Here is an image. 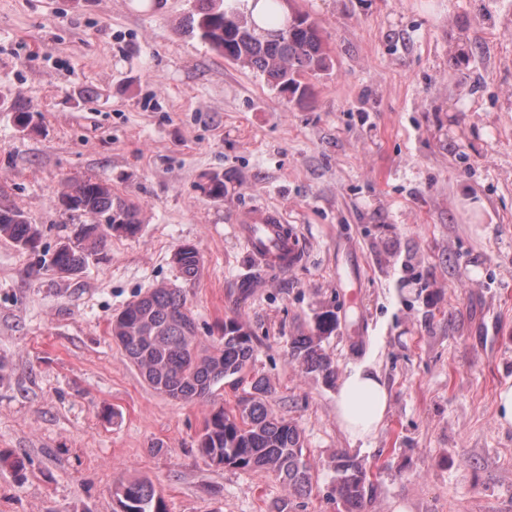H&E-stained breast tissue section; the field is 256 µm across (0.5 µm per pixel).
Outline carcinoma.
<instances>
[{"mask_svg": "<svg viewBox=\"0 0 512 512\" xmlns=\"http://www.w3.org/2000/svg\"><path fill=\"white\" fill-rule=\"evenodd\" d=\"M267 2L265 20L271 29H259L225 0H198L185 32L226 61L259 72L272 88L303 99L310 87L301 79L329 71L333 59L320 25L306 12L294 20L287 14L280 18L277 7L282 0ZM61 198L67 200V216L80 220L76 240L62 242L50 260L52 271L62 278L79 276L112 234L134 237L140 231V206L112 194L105 180L69 179ZM0 237L29 250L36 247L39 231L24 211L0 204ZM173 263L181 278L193 280L201 268L200 252L184 243L175 250ZM336 323V312L326 307L316 314L312 332L293 337L289 346L292 360L327 384L335 383L337 367L323 342ZM111 332L147 384L176 401L210 398L222 381L239 379L255 355L252 332L235 317L224 320L216 345L198 348L195 318L181 290L172 285L158 286L129 303L112 319ZM270 393L269 383L256 377L248 396L233 409L212 408L199 435L198 451L217 467L273 473L288 485L289 496H302L312 490L316 475L297 425L269 409ZM331 467L332 492L345 512H364L368 477L362 462L344 449L336 452ZM112 496L121 512H167L148 478L119 479L113 483Z\"/></svg>", "mask_w": 512, "mask_h": 512, "instance_id": "obj_1", "label": "carcinoma"}]
</instances>
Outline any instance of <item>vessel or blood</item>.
I'll list each match as a JSON object with an SVG mask.
<instances>
[{"label": "vessel or blood", "instance_id": "obj_1", "mask_svg": "<svg viewBox=\"0 0 512 512\" xmlns=\"http://www.w3.org/2000/svg\"><path fill=\"white\" fill-rule=\"evenodd\" d=\"M234 235L262 265L284 273L302 260L298 236L293 226L281 223L274 215L251 224H237Z\"/></svg>", "mask_w": 512, "mask_h": 512}]
</instances>
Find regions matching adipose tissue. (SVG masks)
<instances>
[{
  "label": "adipose tissue",
  "instance_id": "adipose-tissue-1",
  "mask_svg": "<svg viewBox=\"0 0 512 512\" xmlns=\"http://www.w3.org/2000/svg\"><path fill=\"white\" fill-rule=\"evenodd\" d=\"M388 390L379 373L361 366L341 378L336 393L337 420L353 441L372 437L388 410Z\"/></svg>",
  "mask_w": 512,
  "mask_h": 512
}]
</instances>
